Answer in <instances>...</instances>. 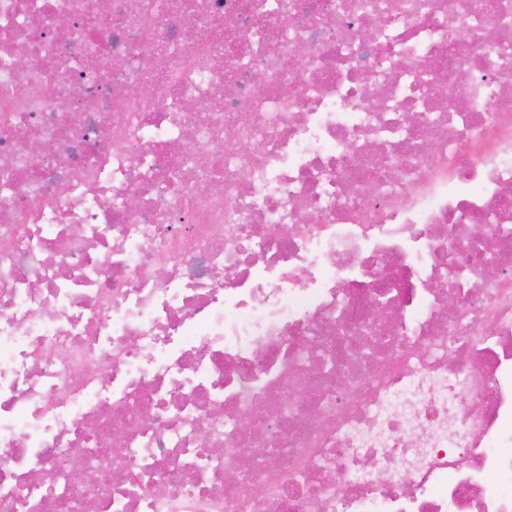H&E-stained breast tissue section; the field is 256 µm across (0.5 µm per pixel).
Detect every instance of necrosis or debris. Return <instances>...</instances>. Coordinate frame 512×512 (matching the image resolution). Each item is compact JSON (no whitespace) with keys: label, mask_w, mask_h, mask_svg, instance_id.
<instances>
[{"label":"necrosis or debris","mask_w":512,"mask_h":512,"mask_svg":"<svg viewBox=\"0 0 512 512\" xmlns=\"http://www.w3.org/2000/svg\"><path fill=\"white\" fill-rule=\"evenodd\" d=\"M503 478L512 0H0V512Z\"/></svg>","instance_id":"4bbe7bcc"}]
</instances>
